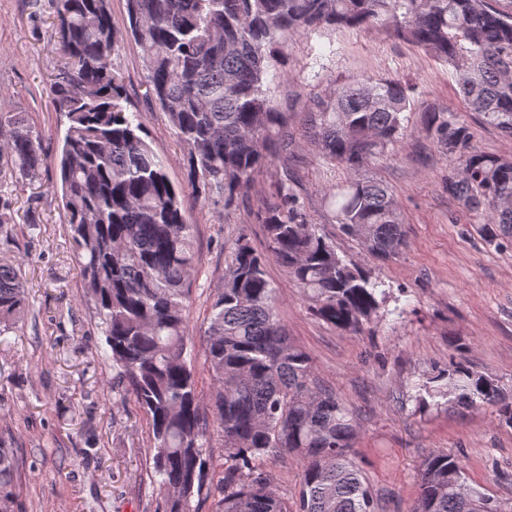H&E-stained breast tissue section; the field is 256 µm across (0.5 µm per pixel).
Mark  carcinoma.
I'll list each match as a JSON object with an SVG mask.
<instances>
[{"mask_svg": "<svg viewBox=\"0 0 512 512\" xmlns=\"http://www.w3.org/2000/svg\"><path fill=\"white\" fill-rule=\"evenodd\" d=\"M117 30L109 0H57L52 22L61 64L50 83L66 119L59 152L20 112L0 113V243L17 237L8 191L14 178L36 180L52 165L65 224L82 271L84 301L105 336L115 380L128 387L149 420V477L163 512H379L378 493L349 450L356 417L313 374L308 354L288 338L267 265L288 272L316 319L358 333L388 299L384 282L338 253L314 222L288 168L272 200L256 214L267 250L244 234L232 244L224 287L213 298L205 358L197 365L189 334L196 266L194 225L184 218L183 189L147 143L112 56L126 39L141 49L149 98L184 150L199 201L232 210L254 174L295 141L278 110L279 65L288 41L326 39L341 29L378 28L448 66L469 111L512 137V2L502 0H125ZM412 88L398 77L330 78L317 93L301 136L324 159L357 173L407 134ZM423 130L458 171L448 193L488 218L482 232L497 248L512 243V158L486 154L452 112L427 107ZM324 207L338 232L379 259L399 255L405 231L381 181L349 178L332 186ZM29 308L22 269L0 263V336ZM213 381L209 408L199 379ZM487 406L512 427V394L461 359L418 384L419 405ZM224 447L221 470L207 448ZM282 452L304 460L292 500L273 490L264 459ZM19 462L0 431V512H18ZM413 512H512L466 485L456 454L423 462Z\"/></svg>", "mask_w": 512, "mask_h": 512, "instance_id": "carcinoma-1", "label": "carcinoma"}]
</instances>
